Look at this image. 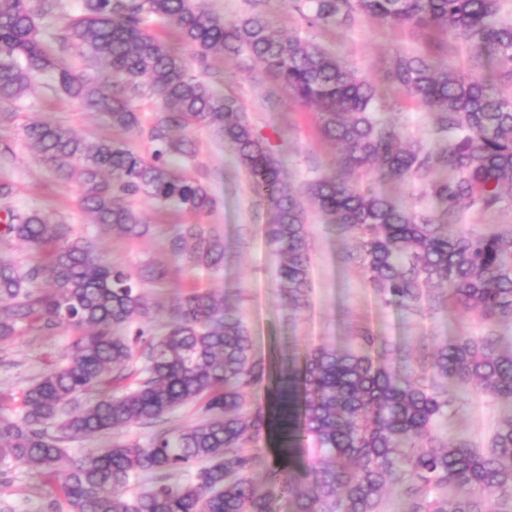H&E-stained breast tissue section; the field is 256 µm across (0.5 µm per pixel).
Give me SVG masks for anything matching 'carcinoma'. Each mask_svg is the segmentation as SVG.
<instances>
[{
	"label": "carcinoma",
	"instance_id": "carcinoma-1",
	"mask_svg": "<svg viewBox=\"0 0 512 512\" xmlns=\"http://www.w3.org/2000/svg\"><path fill=\"white\" fill-rule=\"evenodd\" d=\"M62 0H0V104L20 98L33 76L48 74L70 98L107 113L112 127H138L136 97L150 94L160 116L147 131L149 155L122 142L93 144L45 120L24 126L26 139L62 180L78 177L81 206L93 222L128 238L149 232L131 200L203 215L216 206L208 183L176 169L194 157L187 132L212 129L230 144L255 192L275 202L265 237L278 253L279 287L295 306L309 288L310 242L300 194L354 237L366 282L387 303L417 307L433 282L448 305L490 325L512 324V228L480 234L458 228L466 209L494 213L512 204V92L492 77L448 70L427 55L395 54L393 81L432 112L444 143L432 151L403 141L381 118L385 102L367 79L311 41L273 35L263 17L226 21L206 0H80L77 13L45 32L39 20ZM503 0H288L312 26L345 25L368 16L387 26L448 30L476 58L512 77V18ZM175 28L189 54H178L148 24ZM103 67L109 78L78 73L71 52ZM248 52L297 99L318 111L323 133L340 146L339 174L298 192L280 176L278 159L239 101L220 95L193 72L217 53ZM420 184L431 203L420 215L355 185L369 172ZM0 183V240L28 246L19 264L0 257V341L34 332H76L67 360L43 372L21 409L0 413V486L11 462L51 477L63 500L50 512H273L280 495L293 512H381L386 491L418 485L403 512H502L512 502V415L501 419L488 453L458 435H442L452 400L448 380L466 392L512 403V345L502 337L459 336L431 352L432 374L405 373L373 352L321 346L276 384L274 403L244 412L267 380L251 356L243 316L214 293L190 292L174 319L156 332L143 284L104 261L69 225L10 203ZM170 251L189 266L219 268L224 240L200 224H181ZM197 403L203 418L156 433L146 445L113 444L66 469L61 444L119 427L152 425ZM277 431L283 461L259 488L254 470L266 461L261 442ZM316 449L304 465L284 462L291 438ZM133 479L146 484L127 494Z\"/></svg>",
	"mask_w": 512,
	"mask_h": 512
}]
</instances>
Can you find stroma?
Wrapping results in <instances>:
<instances>
[{"instance_id": "stroma-1", "label": "stroma", "mask_w": 512, "mask_h": 512, "mask_svg": "<svg viewBox=\"0 0 512 512\" xmlns=\"http://www.w3.org/2000/svg\"><path fill=\"white\" fill-rule=\"evenodd\" d=\"M208 3L225 19L257 13L278 34L319 43L375 85L388 105L385 119L405 140L423 142L430 149L439 147L429 108L397 88L389 72L396 52L429 53L426 40L413 27H390L362 16L347 26L317 28L291 11L286 0ZM203 78L216 92L238 99L255 132L268 140L284 175L295 186L336 172L338 147L322 133L315 110L296 99L253 57L245 53L213 55ZM10 108L16 118L0 125V138L13 143L15 158L0 166V182L13 186V204L63 218L76 234L93 240L113 265L134 274L147 266L160 271V278L145 285L148 297L160 305L159 322L169 321L172 308L185 290L224 293L243 315L253 359L273 373L288 355L301 357L319 346L339 350L358 347V334L364 329L386 345L388 361L400 368L425 363L437 343L463 334L478 336L484 331L476 314L452 306L437 312L425 307L412 314L385 304L365 284L358 263L347 257L351 235L329 224L310 203L305 206L311 242L307 305L293 310L276 286L280 259L264 235L266 224L273 220L274 206L255 193L230 145L204 126L190 132L195 156L185 162L184 169L210 185L216 208L196 217L159 208L150 199L140 197L134 206L151 226L147 236L130 239L101 229L80 204L79 183L58 179L51 167L39 161L24 140L23 127L30 119L47 120L87 141L115 139L142 154L150 151L146 138L113 128L107 114L85 109L44 77L35 78L28 92ZM195 222L223 236L224 265L219 270L187 266L170 253L167 241L177 225ZM70 340V331L64 330L54 336L24 333L0 342V408L11 411L32 381L49 365L62 362ZM455 407L456 427L464 429L482 450L489 445L495 422L512 414V404L487 394L461 395ZM151 434V428L135 425L73 439L65 442L63 449L66 458L76 459L106 444H144ZM9 477V487L0 491V512H43L53 493L46 476L32 466L16 463Z\"/></svg>"}]
</instances>
